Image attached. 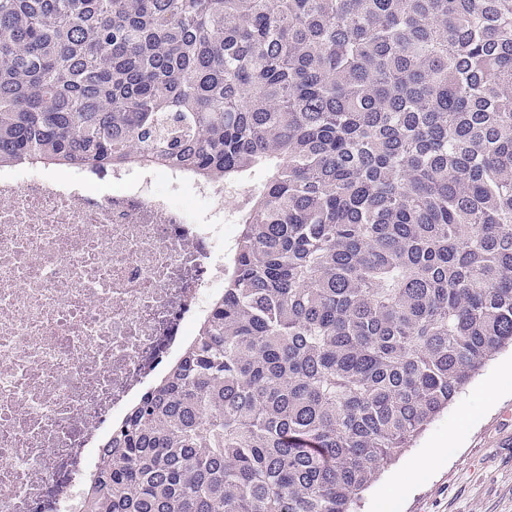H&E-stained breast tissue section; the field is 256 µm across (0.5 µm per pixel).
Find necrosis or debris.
Instances as JSON below:
<instances>
[{"mask_svg":"<svg viewBox=\"0 0 512 512\" xmlns=\"http://www.w3.org/2000/svg\"><path fill=\"white\" fill-rule=\"evenodd\" d=\"M0 168V512H76L85 476L224 288V185L173 168Z\"/></svg>","mask_w":512,"mask_h":512,"instance_id":"obj_1","label":"necrosis or debris"}]
</instances>
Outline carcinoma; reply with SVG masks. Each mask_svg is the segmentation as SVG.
<instances>
[{"instance_id":"obj_1","label":"carcinoma","mask_w":512,"mask_h":512,"mask_svg":"<svg viewBox=\"0 0 512 512\" xmlns=\"http://www.w3.org/2000/svg\"><path fill=\"white\" fill-rule=\"evenodd\" d=\"M250 191L79 512H351L512 346V0H0V167Z\"/></svg>"}]
</instances>
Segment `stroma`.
<instances>
[{
  "instance_id": "1",
  "label": "stroma",
  "mask_w": 512,
  "mask_h": 512,
  "mask_svg": "<svg viewBox=\"0 0 512 512\" xmlns=\"http://www.w3.org/2000/svg\"><path fill=\"white\" fill-rule=\"evenodd\" d=\"M491 384L498 388L493 399L486 393ZM451 437L457 445L435 470L415 469L419 456ZM354 512H512V349L486 362Z\"/></svg>"
}]
</instances>
